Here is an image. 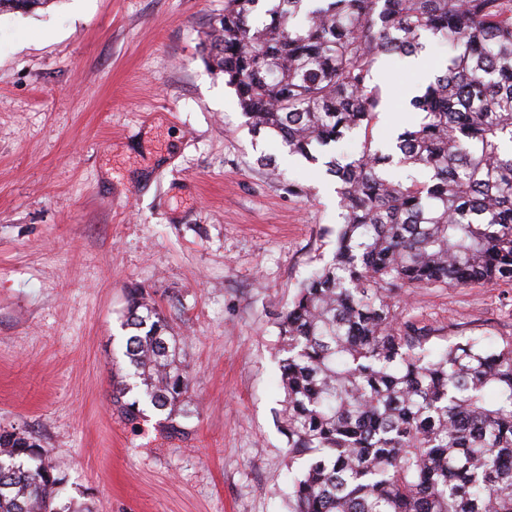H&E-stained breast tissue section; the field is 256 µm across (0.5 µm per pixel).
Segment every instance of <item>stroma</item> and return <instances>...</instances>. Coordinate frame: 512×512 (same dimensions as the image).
<instances>
[{
	"mask_svg": "<svg viewBox=\"0 0 512 512\" xmlns=\"http://www.w3.org/2000/svg\"><path fill=\"white\" fill-rule=\"evenodd\" d=\"M223 13L51 0L0 16V427L35 438L97 512H288L277 321L332 255L338 197L322 165L254 133L204 63ZM416 80L384 79L376 141L417 122ZM134 285L179 335L180 434L112 406ZM398 295L433 345L512 336V284Z\"/></svg>",
	"mask_w": 512,
	"mask_h": 512,
	"instance_id": "obj_1",
	"label": "stroma"
}]
</instances>
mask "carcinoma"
Segmentation results:
<instances>
[{
    "label": "carcinoma",
    "instance_id": "1",
    "mask_svg": "<svg viewBox=\"0 0 512 512\" xmlns=\"http://www.w3.org/2000/svg\"><path fill=\"white\" fill-rule=\"evenodd\" d=\"M50 0H0L29 14ZM224 0L204 61L222 72L255 130L317 164L316 147L363 134L323 162L336 178L331 259L278 317L280 432L289 512H512V337L429 345L398 288L512 281V0ZM448 47L408 108L422 121L380 145L375 76ZM426 171L396 180L391 166ZM112 405L176 412L190 379L167 315L132 288ZM66 475L31 437L0 428V512H83L61 503Z\"/></svg>",
    "mask_w": 512,
    "mask_h": 512
}]
</instances>
